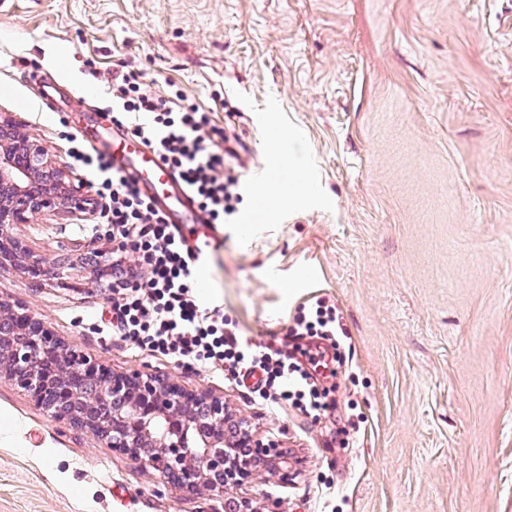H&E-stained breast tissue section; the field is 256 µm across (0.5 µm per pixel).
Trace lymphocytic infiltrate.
<instances>
[{
	"label": "lymphocytic infiltrate",
	"mask_w": 512,
	"mask_h": 512,
	"mask_svg": "<svg viewBox=\"0 0 512 512\" xmlns=\"http://www.w3.org/2000/svg\"><path fill=\"white\" fill-rule=\"evenodd\" d=\"M111 93L113 124L126 127L177 172L209 223H232L242 201L236 153L211 111L175 85L161 94L150 92L132 70L115 76ZM69 159L92 173L97 220L112 228V319L102 333L190 368L222 371L229 381L257 375L254 391L262 402L318 417L325 404L298 355L303 339L335 338L340 327L335 305L316 299L298 310L283 336L242 339L221 306L199 303L198 254L135 182L80 140H73Z\"/></svg>",
	"instance_id": "1"
}]
</instances>
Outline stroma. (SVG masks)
Instances as JSON below:
<instances>
[{"mask_svg": "<svg viewBox=\"0 0 512 512\" xmlns=\"http://www.w3.org/2000/svg\"><path fill=\"white\" fill-rule=\"evenodd\" d=\"M176 83L240 156L243 202L218 225L202 301L242 337L335 304L343 333L319 418L97 330L110 226L72 207L12 229L60 275L0 264V298L113 372L168 375L223 399L288 476L237 489L253 512H512V0H8L0 114L60 164L69 133L112 150L119 65ZM308 189L261 212L272 140ZM50 418L0 379V512H222Z\"/></svg>", "mask_w": 512, "mask_h": 512, "instance_id": "stroma-1", "label": "stroma"}]
</instances>
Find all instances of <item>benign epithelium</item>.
<instances>
[{
  "instance_id": "7a95c632",
  "label": "benign epithelium",
  "mask_w": 512,
  "mask_h": 512,
  "mask_svg": "<svg viewBox=\"0 0 512 512\" xmlns=\"http://www.w3.org/2000/svg\"><path fill=\"white\" fill-rule=\"evenodd\" d=\"M76 201L69 171L0 115V262L20 263L34 282L57 274L61 262L34 255L9 228ZM2 377L51 417L148 464L177 488L224 495V512H253L234 489L264 473L288 475L286 458L221 398L189 392L169 376L114 373L69 348L26 306L0 300Z\"/></svg>"
}]
</instances>
